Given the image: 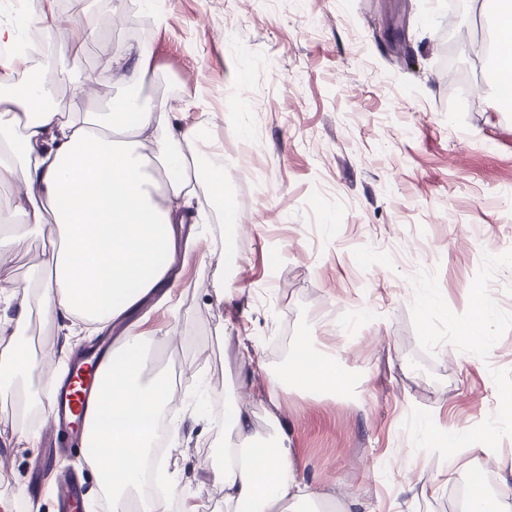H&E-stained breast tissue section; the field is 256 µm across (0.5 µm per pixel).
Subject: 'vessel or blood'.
I'll return each instance as SVG.
<instances>
[{"label":"vessel or blood","mask_w":512,"mask_h":512,"mask_svg":"<svg viewBox=\"0 0 512 512\" xmlns=\"http://www.w3.org/2000/svg\"><path fill=\"white\" fill-rule=\"evenodd\" d=\"M102 353L81 356L63 380L55 385L53 423L59 433L75 443L86 459H93V434L89 418L103 377ZM59 512H83L84 490L71 474L59 476L55 482Z\"/></svg>","instance_id":"obj_1"}]
</instances>
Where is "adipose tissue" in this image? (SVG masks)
<instances>
[{"label": "adipose tissue", "mask_w": 512, "mask_h": 512, "mask_svg": "<svg viewBox=\"0 0 512 512\" xmlns=\"http://www.w3.org/2000/svg\"><path fill=\"white\" fill-rule=\"evenodd\" d=\"M506 23L494 54V104L512 100V0H479ZM34 37L28 54L1 57L0 67L28 64L47 44H61L51 0H34L25 25L0 23V45L16 43L21 27ZM177 107L145 104L130 96L108 111L64 112L49 100L43 79L23 86L0 83V188L21 181L24 194L11 212H0V257L10 254L22 232L46 236L47 260L26 282L0 285V304L14 312V329L0 348V390L33 394L24 382L37 368L24 334L31 312L44 322L68 320L105 329L131 315L147 295L171 288L169 262L184 238L181 215L200 170L211 195L224 192V156L198 126L180 122ZM153 337L129 330L104 368L105 379L91 426L105 452L96 468L108 485L113 512L138 498L142 462L152 448L156 422L174 403L167 376L148 374ZM292 388L315 394H361L347 379L337 350L302 340L296 354L272 377L263 394L271 430L259 435L239 395L224 399L229 429L218 476L225 512H276L280 504L323 506L332 495L297 467L290 436L280 425L281 395ZM499 428L487 426L480 442L447 433L431 421V445L439 451L467 446L475 459L498 457ZM467 512H512V479L467 493Z\"/></svg>", "instance_id": "1"}]
</instances>
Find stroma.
<instances>
[{
	"instance_id": "obj_1",
	"label": "stroma",
	"mask_w": 512,
	"mask_h": 512,
	"mask_svg": "<svg viewBox=\"0 0 512 512\" xmlns=\"http://www.w3.org/2000/svg\"><path fill=\"white\" fill-rule=\"evenodd\" d=\"M54 0L61 24L91 14L96 36L37 56L53 101L99 111L124 95L181 106L235 160L223 198L198 189L189 225L196 247L181 258L172 300L145 306L147 329L177 342L150 351V366L180 365L175 400L182 445L168 449L171 512L223 497L214 478L225 424L203 406L245 384L255 429L268 430L252 392L266 389L282 346L306 336L337 348L347 370L367 375L362 403L296 391L281 397L307 479L335 475L331 512L358 493L371 512H461L457 486L430 496L449 464L512 470V108L493 109L490 68L474 47L493 24L472 0H163L156 27L145 0ZM145 30L157 69L116 84L107 62ZM467 67V88L449 89L447 59ZM80 69L89 93L61 77ZM232 209L238 226L225 223ZM28 235L0 259V282L43 263ZM492 299L490 345L462 340L477 292ZM69 321H32L33 348L84 352L93 335ZM13 392L0 393V497L14 512H57L46 488L78 476L99 505L104 482L80 452L47 455L12 433ZM448 430L503 425L498 461L442 454L427 417Z\"/></svg>"
}]
</instances>
